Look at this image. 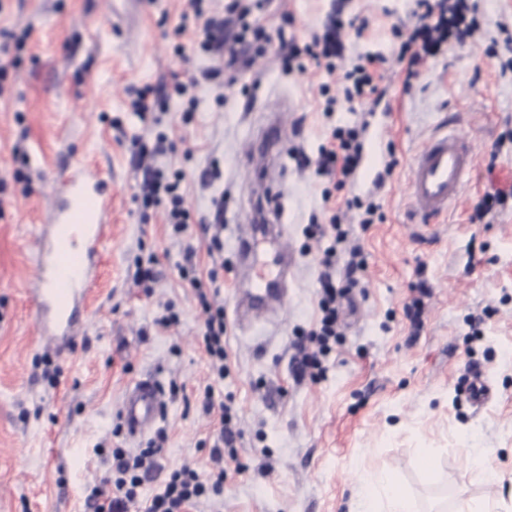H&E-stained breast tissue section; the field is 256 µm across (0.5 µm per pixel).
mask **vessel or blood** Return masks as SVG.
<instances>
[{"label": "vessel or blood", "instance_id": "vessel-or-blood-1", "mask_svg": "<svg viewBox=\"0 0 512 512\" xmlns=\"http://www.w3.org/2000/svg\"><path fill=\"white\" fill-rule=\"evenodd\" d=\"M476 159L474 149L459 134L446 132L429 139L410 168L407 192L411 221L427 224L447 214L459 202ZM50 197L48 222L37 237L32 299L40 345L60 354L82 328L79 304L97 279L111 204L102 180L80 167L63 170L51 187ZM281 197L279 182H272L267 205L274 222L267 231L277 238L283 234L278 223ZM257 246L258 238L252 234L238 240L239 259L248 266L255 282L254 287L241 291L239 314L260 320L284 301L292 254L281 252L276 267L265 270L258 266ZM163 413L157 380L141 379L127 387L121 417L129 435L145 434Z\"/></svg>", "mask_w": 512, "mask_h": 512}]
</instances>
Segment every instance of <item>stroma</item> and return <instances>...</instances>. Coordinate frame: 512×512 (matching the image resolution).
Listing matches in <instances>:
<instances>
[{"mask_svg": "<svg viewBox=\"0 0 512 512\" xmlns=\"http://www.w3.org/2000/svg\"><path fill=\"white\" fill-rule=\"evenodd\" d=\"M481 31L471 47L430 60L410 93L394 63L378 67L380 103L344 99L346 71L359 53L391 55L394 27L413 22L412 0H271L259 20L308 41L328 15L349 27L334 73L314 65L283 69L279 47L257 58L234 85L201 80L220 56L198 50L200 25L181 27L188 0H0V43L17 69L0 83V512H91L86 498L112 469L111 451L136 454L165 431L158 459L213 473L210 451L218 414H204L205 387L231 400L242 433L224 493L189 512H349L360 486L388 474L420 512H454L459 501H512V195L483 221L470 217L480 199L507 189L512 168V74L506 51L491 53L499 24L512 26V0H480ZM368 20L362 39L352 24ZM199 77L197 107L183 120L175 81ZM149 85L160 122L142 124L128 108L131 90ZM284 123V238L293 252L288 301L279 315L239 327L236 249L239 228L268 224L266 176L242 163L246 139L270 120ZM370 123L362 139L386 174L379 189L361 181L335 188L292 157L315 156L333 128ZM461 133L477 152L459 206L434 226L409 219L406 183L419 147L440 129ZM165 134L173 148L155 166L184 175L191 222L173 232L159 207L138 197L144 171L131 158L135 138ZM219 163L223 177L201 176ZM81 166L104 178L112 197L111 237L87 304V326L64 357L43 350L30 290L36 236L50 207V183ZM224 199V248L211 256L201 219ZM377 205L363 225L352 199ZM338 215L349 224L366 268L343 298L341 334L325 357L327 373L295 376V345L316 326L324 245L309 225ZM195 250L199 274L217 269V301L227 321V373L217 379L205 351L204 316L178 267ZM156 256L151 293L136 285L138 261ZM427 280L422 329L407 314L418 280ZM174 310L167 330L156 318ZM495 392L474 404L470 371ZM155 377L166 411L155 430L130 437L121 401L128 384ZM429 449L434 469L419 464Z\"/></svg>", "mask_w": 512, "mask_h": 512, "instance_id": "35a3bbf8", "label": "stroma"}]
</instances>
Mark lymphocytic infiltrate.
I'll list each match as a JSON object with an SVG mask.
<instances>
[{"mask_svg": "<svg viewBox=\"0 0 512 512\" xmlns=\"http://www.w3.org/2000/svg\"><path fill=\"white\" fill-rule=\"evenodd\" d=\"M264 0H226L223 16L208 14L204 0H193L195 20L201 21L203 38L201 49L215 52L224 58L223 67L204 72L206 80L220 84H235L242 70L250 67L256 58L265 55L274 40L288 43V52L283 58L285 69L301 65L302 61L322 64L336 58L342 51L338 32L344 26L341 19L328 17L323 34L312 41L299 44L286 36L284 28L269 31L261 24L257 13L262 10ZM413 14L416 21L407 37L402 39L396 52V60L404 74L403 89L411 91L424 64L431 58L447 51L449 46H468L479 28L478 0H415ZM364 145L358 127H338L332 133L331 143L321 146L315 157H302L301 165L314 166L321 176L335 178L337 187H344L348 180L358 175L363 164ZM145 204L163 207L167 221L174 232H183L190 220V210L180 187L179 176L161 168L147 169L140 188ZM319 237L328 239L324 250L320 274L321 296L319 325L307 334L308 342L300 346L297 368L309 373L311 378L324 377L326 369L322 357L328 351V341L336 335L340 300L343 290L332 281L330 268L337 244L346 241L347 230L337 222L314 225ZM181 277L196 286V296L206 314L203 343L211 359L216 376H223L227 358L224 348L223 308L213 307L210 295L201 289V281L192 276L187 267H180ZM166 441L165 434H158L149 448L138 455H130L124 449L112 451L111 487L93 488L88 502L92 512H128L131 504L140 502L143 512H187L204 495H221L224 492L223 474H215L212 482H203L196 471L184 468L171 472L164 481L161 492L150 499H142L140 488L142 472L152 471L155 458Z\"/></svg>", "mask_w": 512, "mask_h": 512, "instance_id": "obj_1", "label": "lymphocytic infiltrate"}]
</instances>
